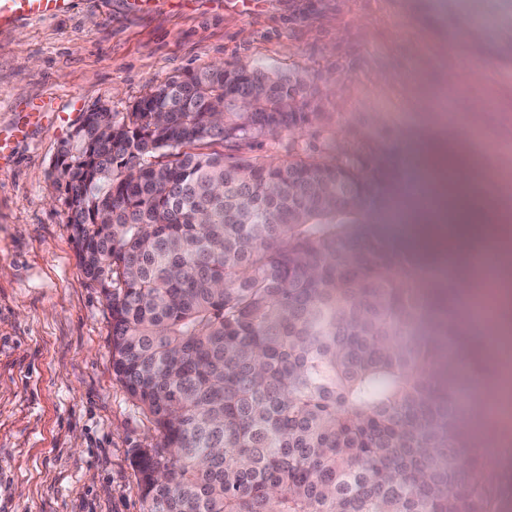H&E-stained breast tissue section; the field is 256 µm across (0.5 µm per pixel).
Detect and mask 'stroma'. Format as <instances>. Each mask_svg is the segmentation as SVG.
<instances>
[{"mask_svg": "<svg viewBox=\"0 0 512 512\" xmlns=\"http://www.w3.org/2000/svg\"><path fill=\"white\" fill-rule=\"evenodd\" d=\"M214 64L304 81L310 121L236 157L358 161L399 186L444 135L477 183H512V0H74L0 32V131L51 106L0 159V512H143L131 456L154 430L112 373L53 164L86 113Z\"/></svg>", "mask_w": 512, "mask_h": 512, "instance_id": "1", "label": "stroma"}]
</instances>
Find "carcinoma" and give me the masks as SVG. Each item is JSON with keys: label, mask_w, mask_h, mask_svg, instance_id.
<instances>
[{"label": "carcinoma", "mask_w": 512, "mask_h": 512, "mask_svg": "<svg viewBox=\"0 0 512 512\" xmlns=\"http://www.w3.org/2000/svg\"><path fill=\"white\" fill-rule=\"evenodd\" d=\"M300 91L189 71L57 151L112 373L155 432L132 453L143 512H498L494 439L462 426L496 364L415 335L422 255L366 230L380 182L205 152L307 122L281 111Z\"/></svg>", "instance_id": "1"}]
</instances>
